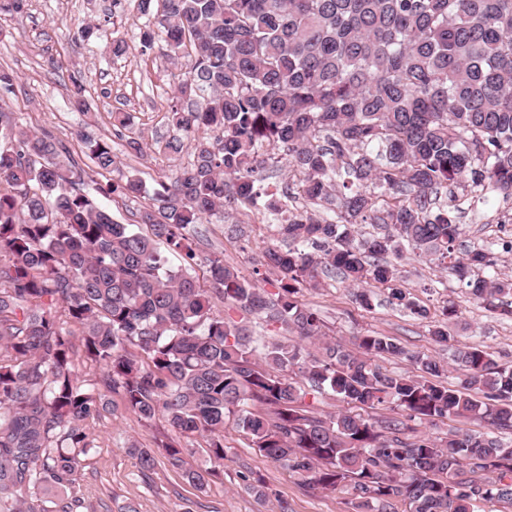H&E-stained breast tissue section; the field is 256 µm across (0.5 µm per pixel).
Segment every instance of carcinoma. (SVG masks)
Wrapping results in <instances>:
<instances>
[{
    "label": "carcinoma",
    "mask_w": 512,
    "mask_h": 512,
    "mask_svg": "<svg viewBox=\"0 0 512 512\" xmlns=\"http://www.w3.org/2000/svg\"><path fill=\"white\" fill-rule=\"evenodd\" d=\"M140 39L170 64L192 59L174 82L165 148L190 159L161 180L140 212L148 231L114 220L84 190L112 172V144L97 141L92 166L59 160L56 143L15 122L0 128V495L25 504L47 486L76 482L89 451L84 423L106 410L107 393L171 434L164 458L204 491L226 459L224 425L234 420L252 447L325 494L347 495L350 512H474L512 505V368L476 345L454 349L448 366L410 354L388 336L355 337L354 348L323 341L318 314L300 285L340 276L372 308L369 287L423 319L388 260L403 252L451 259L474 298L512 317V281L494 275L491 242L454 255L461 235L440 189L465 181L512 199V0H139ZM288 156L298 183L255 185L261 163ZM110 193L139 198L128 176ZM303 196L311 210L277 225L281 245L263 265L281 276L268 292L207 259L210 288L193 268L166 265L165 245L191 263L197 224L231 200L262 203L272 216ZM380 233L368 238L359 225ZM296 332L258 342L245 326L213 313L214 300ZM104 373L81 380L73 338ZM405 357L420 374L382 370ZM389 416H322L306 392ZM259 402L270 409L252 410ZM464 418L487 431L444 437L412 423ZM206 437L208 467L186 466L182 439ZM140 471L158 463L133 443ZM259 501L263 476L248 478ZM404 510H398V506Z\"/></svg>",
    "instance_id": "obj_1"
}]
</instances>
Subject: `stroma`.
<instances>
[{"label": "stroma", "instance_id": "obj_1", "mask_svg": "<svg viewBox=\"0 0 512 512\" xmlns=\"http://www.w3.org/2000/svg\"><path fill=\"white\" fill-rule=\"evenodd\" d=\"M142 23L134 0H24L21 12L0 14V68L15 76L12 85H0V118L52 136L82 166L90 162L84 137L108 140L119 160L118 172L107 176L111 182L123 172L151 186L159 177L175 174L189 155L165 147L172 134L166 118L171 65L158 51H141ZM85 24L100 25L105 39H78L75 32ZM116 39L128 46L119 58L104 48L106 41ZM77 81L90 106L85 114L70 105ZM116 112L131 113L132 125L113 126ZM131 138L143 142L144 155L127 152ZM453 192L462 226L456 252L512 236V200L487 197L461 185ZM225 210L226 217L202 220L194 271L203 274L206 258L220 254L227 266L253 278L263 250L277 240L275 230L261 207L231 203ZM397 266L404 287L427 308L428 318L390 305L382 288L373 291L372 309H363L348 282L337 276L323 278L318 288L302 287L298 297L317 310L330 340L343 347H351L355 336L374 331L407 351L435 359L448 358L449 353L432 340L430 324L441 320L443 306L451 302L458 310L448 326L455 343L479 344L499 364L512 365V320L474 300L439 261L409 253ZM167 431L163 418L144 423L121 408L87 420L91 450L83 456L66 500L75 501L76 512H126L130 504L137 512H277L281 500L287 501L290 512H347L343 495L304 487L288 470L251 448L245 433L231 422L224 427V472L205 492H198L163 458L154 470L141 472L128 446H153ZM250 471L263 475L270 492L267 502L256 500L248 490L244 476Z\"/></svg>", "mask_w": 512, "mask_h": 512}]
</instances>
